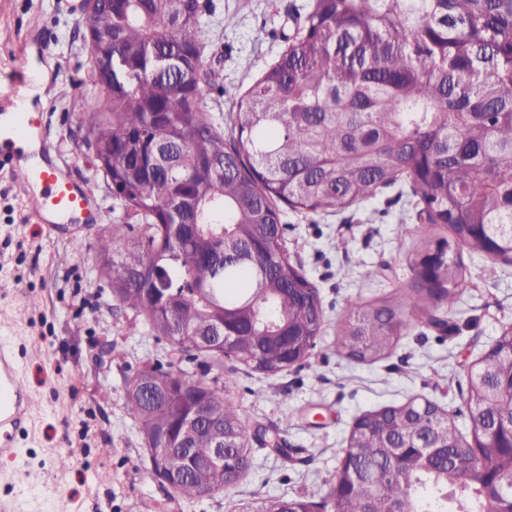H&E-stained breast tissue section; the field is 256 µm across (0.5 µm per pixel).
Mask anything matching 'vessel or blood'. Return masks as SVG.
I'll list each match as a JSON object with an SVG mask.
<instances>
[{"label":"vessel or blood","mask_w":512,"mask_h":512,"mask_svg":"<svg viewBox=\"0 0 512 512\" xmlns=\"http://www.w3.org/2000/svg\"><path fill=\"white\" fill-rule=\"evenodd\" d=\"M24 93L0 100V168L16 177L20 196L36 223L57 227L95 219L94 195L74 182L46 149L41 123L30 104L38 97L40 72L20 68ZM34 398L19 372L8 343H0V457H17L18 440L27 434Z\"/></svg>","instance_id":"b4317fda"}]
</instances>
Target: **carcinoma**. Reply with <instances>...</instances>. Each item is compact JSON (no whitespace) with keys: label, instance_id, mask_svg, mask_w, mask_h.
I'll return each instance as SVG.
<instances>
[{"label":"carcinoma","instance_id":"1","mask_svg":"<svg viewBox=\"0 0 512 512\" xmlns=\"http://www.w3.org/2000/svg\"><path fill=\"white\" fill-rule=\"evenodd\" d=\"M91 25L112 33V53L128 79L96 88L80 127L86 144L112 151L113 193L141 222L139 236L112 224L95 244V271L112 296L140 317L156 339L179 352H219L253 370L288 368V351L306 361L323 324L315 287L292 264L279 203L307 211L342 212L402 179L412 183L431 224L444 226L439 286L416 278L415 307L434 318L470 290L459 260L468 247L512 263V0H312L302 27L279 59L263 69L230 112L229 134L203 107L212 82L202 54L215 8L199 0H98ZM175 164L153 162L155 148ZM178 224L177 234L161 232ZM195 289L183 300L157 297L154 279ZM336 348L361 363L395 344L401 312L391 304L363 306ZM220 321L228 346L204 347L192 334ZM293 336V348L284 337ZM503 329L479 363L498 371L468 382L470 409L490 430L512 425V398L497 388L512 371ZM162 389L144 404L141 389ZM150 470L167 476L157 448L197 462L174 492L195 500L228 489L250 470V431L224 384L176 368L146 365L126 383ZM224 429L235 464H206L211 432L184 442L192 413ZM448 427V444L429 465L393 460L397 446L419 439L426 424ZM345 457L360 483L329 491L336 512H500L480 481L486 469L507 470L503 449L473 448L447 412L417 398L363 413L350 429Z\"/></svg>","mask_w":512,"mask_h":512}]
</instances>
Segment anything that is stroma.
<instances>
[{"mask_svg":"<svg viewBox=\"0 0 512 512\" xmlns=\"http://www.w3.org/2000/svg\"><path fill=\"white\" fill-rule=\"evenodd\" d=\"M218 29L203 52L214 87L206 105L230 113L264 67L284 49L296 15L310 0H212ZM82 0H0V97L14 94L23 48L40 41L54 70L40 117L56 162L72 177L96 176L79 127L96 94L88 81ZM97 224L52 228L36 223L0 170V340H9L38 407L15 458H0V492L17 512H241L261 499L321 502L335 481L346 439L364 412L412 398L448 410L471 430L464 404L466 367L512 324V264L486 279L485 255L462 248L472 288L436 328L414 307L416 255L446 229L421 223L409 182L381 188L369 201L338 213L283 207L284 244L316 287L324 326L312 356L266 375L225 358L189 359L148 335L132 311L99 281L93 244L110 224L126 223L119 201L100 188ZM412 227L400 235L399 225ZM39 305H31V298ZM385 302L403 314L399 340L386 356L360 363L336 350L350 301ZM112 345L111 363L98 350ZM182 367L207 380H228V397L251 429L279 437L288 456L251 444L252 467L233 488L189 502L150 471L126 398V381L145 364ZM70 465L60 468L58 458Z\"/></svg>","mask_w":512,"mask_h":512,"instance_id":"stroma-1","label":"stroma"}]
</instances>
